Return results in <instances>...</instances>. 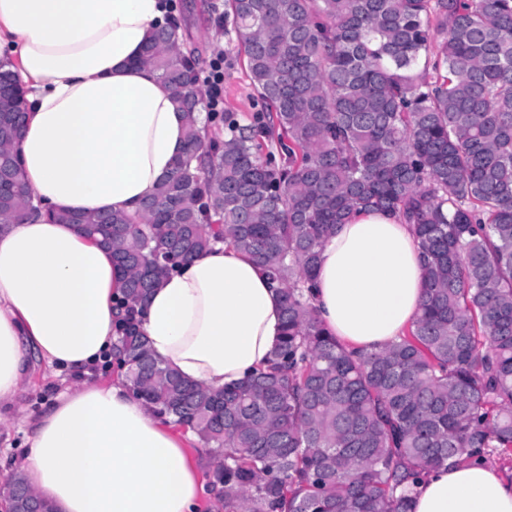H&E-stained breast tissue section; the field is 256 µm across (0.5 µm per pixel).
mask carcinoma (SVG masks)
Wrapping results in <instances>:
<instances>
[{"mask_svg":"<svg viewBox=\"0 0 512 512\" xmlns=\"http://www.w3.org/2000/svg\"><path fill=\"white\" fill-rule=\"evenodd\" d=\"M253 91L203 140L199 53L173 18L142 61L186 113L170 175L135 216L59 213L129 273L112 357L215 459L224 512H408L422 472L512 448V0H224ZM401 213L425 297L408 333L354 355L305 298L324 238ZM28 189L0 226L34 215ZM226 240L280 286L267 367L211 391L154 359L138 308L176 262ZM12 474L0 496L16 499Z\"/></svg>","mask_w":512,"mask_h":512,"instance_id":"carcinoma-1","label":"carcinoma"}]
</instances>
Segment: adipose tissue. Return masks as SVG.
Instances as JSON below:
<instances>
[{
  "label": "adipose tissue",
  "mask_w": 512,
  "mask_h": 512,
  "mask_svg": "<svg viewBox=\"0 0 512 512\" xmlns=\"http://www.w3.org/2000/svg\"><path fill=\"white\" fill-rule=\"evenodd\" d=\"M167 0H0V57L29 91L14 144L39 216L0 233V406L31 359L78 380L34 420L21 470L51 512H196L202 484L176 431L123 382L90 380L112 350L128 274L111 251L54 214H135L186 146V121L143 50ZM424 298L410 225L352 214L325 239L311 300L325 331L370 353L401 336ZM137 322L152 355L219 390L263 366L283 326L279 288L219 244L170 272ZM409 512H512V476L474 457L425 473Z\"/></svg>",
  "instance_id": "adipose-tissue-1"
}]
</instances>
